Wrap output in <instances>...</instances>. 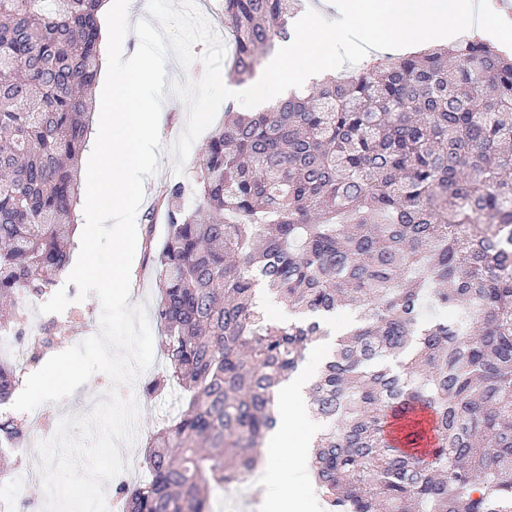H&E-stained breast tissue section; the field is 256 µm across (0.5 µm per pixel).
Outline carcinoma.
I'll return each instance as SVG.
<instances>
[{
    "instance_id": "obj_1",
    "label": "carcinoma",
    "mask_w": 512,
    "mask_h": 512,
    "mask_svg": "<svg viewBox=\"0 0 512 512\" xmlns=\"http://www.w3.org/2000/svg\"><path fill=\"white\" fill-rule=\"evenodd\" d=\"M102 0H0V304L71 264ZM299 0H224L230 75L291 37ZM170 214L154 314L178 391L121 512H212L256 467L276 390L343 307L308 387L325 512H512V58L480 39L386 54L311 96L224 109ZM265 285L293 319L275 323ZM0 457L29 423L6 407Z\"/></svg>"
}]
</instances>
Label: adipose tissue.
<instances>
[{"instance_id":"adipose-tissue-1","label":"adipose tissue","mask_w":512,"mask_h":512,"mask_svg":"<svg viewBox=\"0 0 512 512\" xmlns=\"http://www.w3.org/2000/svg\"><path fill=\"white\" fill-rule=\"evenodd\" d=\"M330 336L321 340L311 351L310 361L299 375L283 382L277 392L275 429L269 434L262 450L263 465L259 474L262 502L273 504L280 495L296 490L293 512H323L321 500L310 492L312 476L307 460L312 447L314 430L303 417L309 377L317 370L332 346V338L345 330L344 322L334 319L327 323Z\"/></svg>"}]
</instances>
